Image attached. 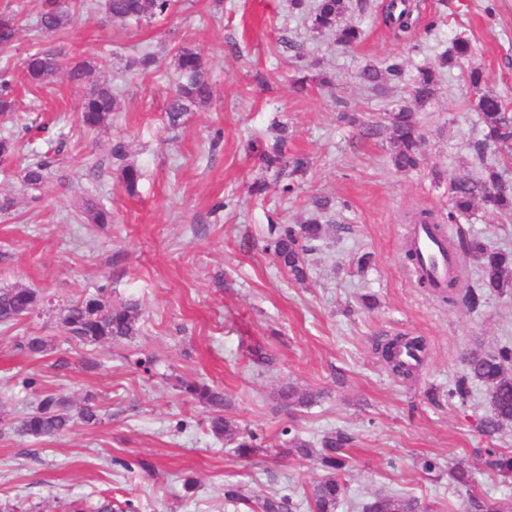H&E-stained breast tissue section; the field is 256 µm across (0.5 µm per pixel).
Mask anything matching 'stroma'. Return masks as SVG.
<instances>
[{"label":"stroma","mask_w":512,"mask_h":512,"mask_svg":"<svg viewBox=\"0 0 512 512\" xmlns=\"http://www.w3.org/2000/svg\"><path fill=\"white\" fill-rule=\"evenodd\" d=\"M411 2L416 23L399 38L385 22L389 0H350L344 19L364 36L344 49L313 32L292 0H175L167 15L139 24L84 12L52 37L35 26L39 0H0V13L22 18L0 51V72L18 73L28 52L54 43L67 61H93L92 80L112 81L119 95L105 125L86 130L82 92L61 71L42 88L18 86L13 116L0 119V138H47L57 148L37 188L23 183L26 150L0 163V288L29 286L41 297L19 324L0 327V497L36 512L105 496L133 500L139 512H257L277 494L309 512L305 497L322 470L280 455L290 426L315 443L337 430L351 436L338 512H361L370 497L396 492L431 512H468L472 491L512 496V479L485 463L487 449L512 453V427L481 432L482 386L464 405L448 396L470 352L512 342V295L487 297L474 310L443 303L417 287L403 230L412 210L446 213L451 182L481 172L469 150L482 136L470 67L481 68L484 91L512 107V0ZM460 34L472 55L444 71L436 99L417 110L423 159L397 171L387 138L365 129L412 105L411 86L392 81L377 95L357 73L386 59L409 70L435 64ZM183 47L205 54L214 96L173 127L165 106ZM146 49L156 66L132 69ZM322 72L334 87L319 84ZM297 76L309 79L300 92L291 87ZM281 138L285 156L307 162L290 194L287 177L261 159ZM118 143L120 160L112 155ZM125 163L141 172L132 192L120 176ZM319 196L330 201L326 234L299 282L268 251V228L302 223ZM88 202L109 209L111 224L89 223ZM461 226L512 250L510 213L480 206ZM365 253L371 262L361 270ZM97 292L139 304L135 341L67 340L64 308ZM30 335L46 341L43 354L20 349ZM395 336L426 346L407 378L394 376L378 350ZM257 347L269 364L253 362ZM145 356L156 359L149 374L133 365ZM28 375L37 390L22 386ZM180 378L223 391L225 416L257 434L266 454L241 457L216 439L206 409L176 389ZM288 384L322 397L283 410L276 394ZM46 393L76 406L94 394L101 424L78 422L53 439L23 434L22 418ZM426 456L438 463L430 474L420 467ZM118 458L150 461L156 474L126 471ZM460 466L470 488L450 477ZM232 485L245 487L248 503L225 499Z\"/></svg>","instance_id":"obj_1"}]
</instances>
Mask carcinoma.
Returning <instances> with one entry per match:
<instances>
[{
	"instance_id": "carcinoma-1",
	"label": "carcinoma",
	"mask_w": 512,
	"mask_h": 512,
	"mask_svg": "<svg viewBox=\"0 0 512 512\" xmlns=\"http://www.w3.org/2000/svg\"><path fill=\"white\" fill-rule=\"evenodd\" d=\"M71 0H40L38 26L48 34H58L74 21ZM174 0H101L96 5L112 20L122 22H149L166 15ZM345 0H316L308 13L311 28L318 34L334 36L336 44L352 47L363 36L359 26L344 22ZM411 11L407 0H393L388 6L385 20L401 33L410 30ZM18 30L16 15L0 14V49L8 48ZM471 54V44L463 36L456 38L452 46L440 54L439 67L419 66L412 79L411 94L416 105L424 106L437 94L439 69L459 65ZM62 50L47 46L28 53L22 60L20 78L23 84L38 88L62 68ZM94 65L89 61H77L68 66L69 80L84 88L80 122L89 130L103 125L107 117L117 110V97L108 82L86 83ZM179 77L171 89L166 106L168 123L172 127L180 124L184 112L192 106H205L212 101L214 89L209 79L204 55L193 49L184 48L177 55ZM405 69L398 62L367 64L358 72V78L372 89L383 92L391 80H402ZM472 86L479 90L474 108L481 114L484 124L483 138L470 145L472 159L483 166L476 179H459L450 184L448 213L438 218L428 209L412 212L411 223L458 224L460 218L468 214L477 203H482L500 212H512V183L505 180L500 171L486 166L489 151L512 153V109L498 96L481 91L483 74L477 68L469 71ZM14 77L0 75V115L7 116L15 110ZM388 123L379 127L371 126L374 135L388 133L391 147L390 158L398 171H407L419 166L424 146L418 132L415 113L406 106L387 117ZM267 167L280 171L288 170V176L302 173L307 162L294 157L284 160L278 146L273 152L264 154ZM51 161L47 155L33 153L25 168L23 182L28 187L45 184L50 175ZM329 200L317 198L313 201L315 215L301 224H273L270 228L271 244L281 265L297 281L307 278L306 255L317 249L324 227L318 214L326 210ZM459 253L477 264L478 284L465 289L461 300L469 308L478 307L489 295L512 294V252L493 247L483 240L468 237L461 229L457 230ZM38 293L31 288L0 289V326H15L18 321L31 314L39 305ZM142 313L133 301L112 304L100 294L85 296L72 301L65 308L62 325L68 340L89 343H120L135 339L140 333ZM399 346L418 352L423 351V340L419 337L402 336L386 344L385 361L390 371L401 375L407 363L393 355V347ZM468 370L454 381L449 396L462 403L467 402L472 393V385L484 387L488 414L481 421V431L492 436L512 425V346L505 344L493 352H472L467 358ZM181 391L193 402L209 409L208 430L213 436L234 445L241 457L250 456L262 450L257 443L258 436L246 432L233 420L224 417V394L208 385L197 382H180ZM320 398V394L285 385L278 391V404L290 411L309 408ZM77 421L86 426H95L101 421L100 406L96 396H87L77 414L71 413L69 401L54 394H46L34 412L21 423L20 431L34 438H53L70 431ZM288 447L282 452L298 458L316 459L324 475L315 481L308 492L307 501L311 512H337L345 492L343 479L349 466V456L345 448L351 437L344 431L328 435L320 442V447L304 439L299 433L288 428ZM486 464L503 478H512V455L486 449ZM471 512H512V497L489 502L478 494L470 493ZM287 497H267L262 502L263 512H290ZM362 512H427V507L417 499L401 495L378 494L365 501Z\"/></svg>"
}]
</instances>
